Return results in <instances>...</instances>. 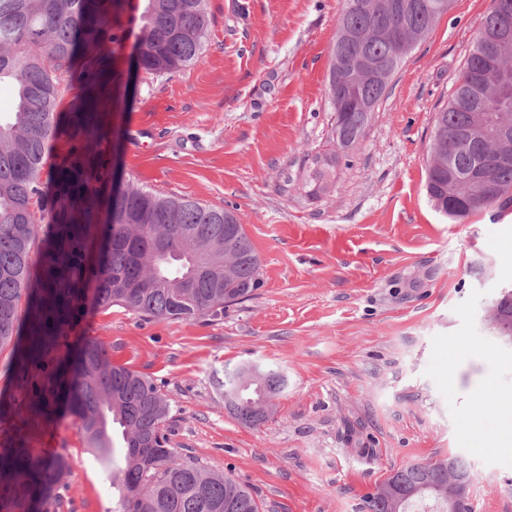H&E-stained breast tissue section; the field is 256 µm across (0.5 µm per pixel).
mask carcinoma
Instances as JSON below:
<instances>
[{
  "mask_svg": "<svg viewBox=\"0 0 512 512\" xmlns=\"http://www.w3.org/2000/svg\"><path fill=\"white\" fill-rule=\"evenodd\" d=\"M405 0H345L330 51L328 98L348 102L361 91L381 99L387 85L350 84L336 89V63L364 56L396 71L375 29L388 25L411 34L428 32L447 13L452 0H420L423 9L408 15ZM103 0H0V83L16 91L14 111L0 119V350L12 348L14 377L27 383L33 369L57 346L60 336L84 312L119 306L147 319L190 321L224 312L228 302L244 300L259 285L261 260L234 211L186 197L165 196L127 183L107 191L95 145L103 137L102 101L96 88L108 65L105 55L79 98L76 111L61 120L62 75L72 69L80 48L91 43L122 44ZM357 30L350 41L345 31ZM208 34L206 0H146L138 39L141 69L152 76L172 75L196 63ZM489 44L486 26L476 34L447 105L437 113L429 145L426 189L430 199L471 200L464 212L446 206L456 220L512 204V139L492 159L490 182L480 187L464 180L485 162L460 142L472 104L465 100L475 63ZM508 81L490 86L501 120L512 124V48L495 54ZM367 112L348 113L341 132L356 142L368 125ZM82 143L73 158L53 173L56 193L42 210L47 241L38 263L32 248L39 236L34 206L44 199L41 173L53 144L70 128ZM235 259V275L224 280V256ZM28 300L23 346L18 306ZM224 406L242 423L255 427L270 398L287 386L278 369L260 364L224 368L218 379ZM63 412L78 423L86 447L112 479L118 494L115 512H260L249 488L171 448L168 422L172 405L149 378L112 363L105 347L78 340L73 354L56 357L53 371L35 396L0 394L1 425L8 417L52 421ZM121 428L115 455L113 427ZM60 459L32 454L20 434L0 446V512H40L45 490L60 477ZM406 489L448 480L445 464L408 463L399 467ZM437 495L414 498L403 512H439ZM365 512H391L382 492L365 500Z\"/></svg>",
  "mask_w": 512,
  "mask_h": 512,
  "instance_id": "1",
  "label": "carcinoma"
}]
</instances>
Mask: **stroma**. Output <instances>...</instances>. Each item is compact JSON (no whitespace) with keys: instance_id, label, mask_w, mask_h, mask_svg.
Listing matches in <instances>:
<instances>
[{"instance_id":"obj_1","label":"stroma","mask_w":512,"mask_h":512,"mask_svg":"<svg viewBox=\"0 0 512 512\" xmlns=\"http://www.w3.org/2000/svg\"><path fill=\"white\" fill-rule=\"evenodd\" d=\"M493 0H454L392 75L359 142H334L330 49L344 0H207L198 63L154 77L112 60L106 185L234 210L261 259L253 296L217 316L146 319L114 306L81 321L113 363L170 399V444L231 474L262 512H364L390 471L465 456L474 512H512V346L488 310L512 261V205L453 222L426 192L436 112ZM163 126L135 125L153 98ZM333 157L325 188L307 179ZM288 379L266 421L224 406L225 367ZM65 460L42 512H112L116 496L74 418L24 428Z\"/></svg>"}]
</instances>
